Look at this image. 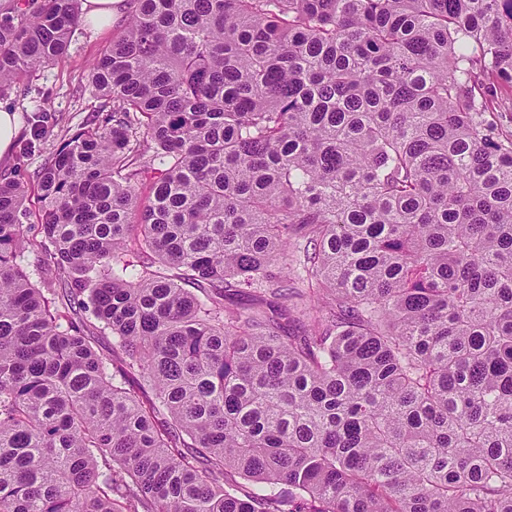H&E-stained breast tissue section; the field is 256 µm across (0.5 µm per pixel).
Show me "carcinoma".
I'll return each instance as SVG.
<instances>
[{
    "instance_id": "1",
    "label": "carcinoma",
    "mask_w": 512,
    "mask_h": 512,
    "mask_svg": "<svg viewBox=\"0 0 512 512\" xmlns=\"http://www.w3.org/2000/svg\"><path fill=\"white\" fill-rule=\"evenodd\" d=\"M7 2L0 93L82 15ZM128 5L0 179V512H512V0Z\"/></svg>"
}]
</instances>
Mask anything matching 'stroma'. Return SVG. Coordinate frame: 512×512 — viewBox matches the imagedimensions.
Segmentation results:
<instances>
[{
  "label": "stroma",
  "mask_w": 512,
  "mask_h": 512,
  "mask_svg": "<svg viewBox=\"0 0 512 512\" xmlns=\"http://www.w3.org/2000/svg\"><path fill=\"white\" fill-rule=\"evenodd\" d=\"M119 19L103 30L80 26L64 60L30 73L12 90L0 94V107L17 112L20 132L10 153L0 159L1 177L31 179L45 159L72 134L106 118L87 82L90 62L119 31ZM41 123L43 134L31 141L30 128Z\"/></svg>",
  "instance_id": "1"
}]
</instances>
